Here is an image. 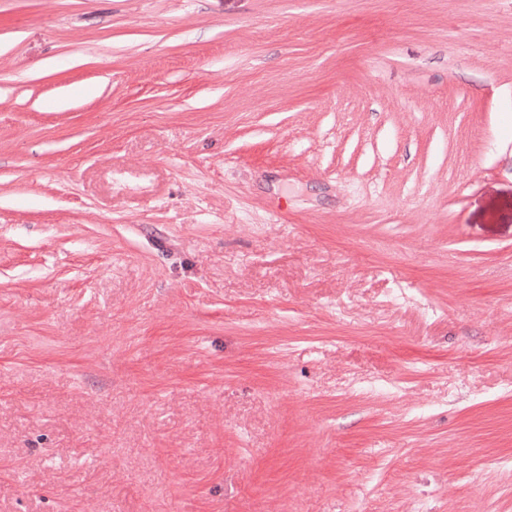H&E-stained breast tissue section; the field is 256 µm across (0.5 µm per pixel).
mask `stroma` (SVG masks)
I'll return each instance as SVG.
<instances>
[{"mask_svg": "<svg viewBox=\"0 0 512 512\" xmlns=\"http://www.w3.org/2000/svg\"><path fill=\"white\" fill-rule=\"evenodd\" d=\"M0 512H512V0H0Z\"/></svg>", "mask_w": 512, "mask_h": 512, "instance_id": "stroma-1", "label": "stroma"}]
</instances>
